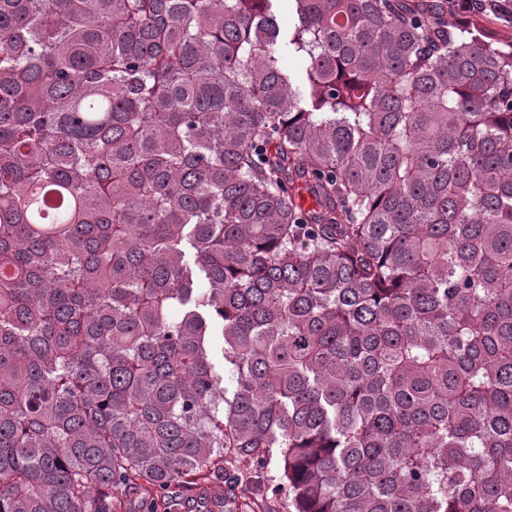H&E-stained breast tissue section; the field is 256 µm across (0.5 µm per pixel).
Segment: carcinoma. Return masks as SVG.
Returning a JSON list of instances; mask_svg holds the SVG:
<instances>
[{"mask_svg":"<svg viewBox=\"0 0 512 512\" xmlns=\"http://www.w3.org/2000/svg\"><path fill=\"white\" fill-rule=\"evenodd\" d=\"M276 2L0 0V512H512V42ZM223 481L209 484L206 486V496L204 493L196 491H185L179 495V500L176 502L177 507L171 509L175 512H217L210 504V499H221L224 497V511L223 512H252L266 510L265 503L261 501L260 497L252 493L251 490H243L236 484L233 479L228 475ZM239 487V488H237ZM237 488V489H236ZM203 494V495H202ZM115 497L120 501V506L115 512H143L150 510L140 493L135 489H121L116 491Z\"/></svg>","mask_w":512,"mask_h":512,"instance_id":"cac0c4a2","label":"carcinoma"}]
</instances>
